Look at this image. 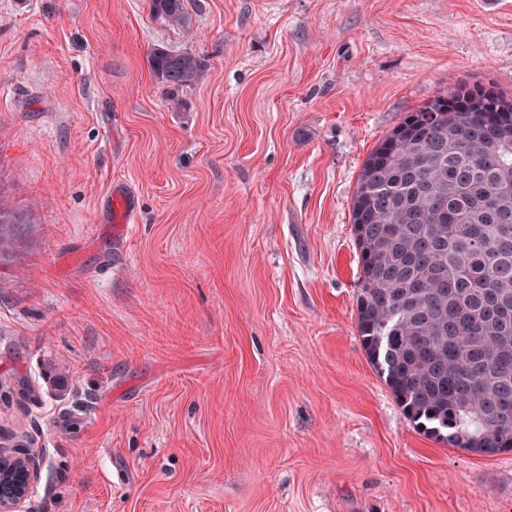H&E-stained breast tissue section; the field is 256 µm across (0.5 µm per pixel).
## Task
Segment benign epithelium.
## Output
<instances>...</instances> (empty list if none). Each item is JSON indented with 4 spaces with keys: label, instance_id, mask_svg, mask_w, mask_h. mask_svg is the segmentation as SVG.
<instances>
[{
    "label": "benign epithelium",
    "instance_id": "1",
    "mask_svg": "<svg viewBox=\"0 0 512 512\" xmlns=\"http://www.w3.org/2000/svg\"><path fill=\"white\" fill-rule=\"evenodd\" d=\"M39 458L25 448H0V512H21L35 489Z\"/></svg>",
    "mask_w": 512,
    "mask_h": 512
}]
</instances>
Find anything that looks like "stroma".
I'll return each instance as SVG.
<instances>
[{"instance_id":"35a3bbf8","label":"stroma","mask_w":512,"mask_h":512,"mask_svg":"<svg viewBox=\"0 0 512 512\" xmlns=\"http://www.w3.org/2000/svg\"><path fill=\"white\" fill-rule=\"evenodd\" d=\"M0 0V446L24 512H512L367 360L351 200L439 92L512 94V0ZM204 77L169 96L151 49ZM137 198L133 237L103 204ZM152 16L168 27H176L184 33H190L192 17L185 0H151ZM39 458L26 448L4 451L0 448V511L21 512L35 489Z\"/></svg>"}]
</instances>
